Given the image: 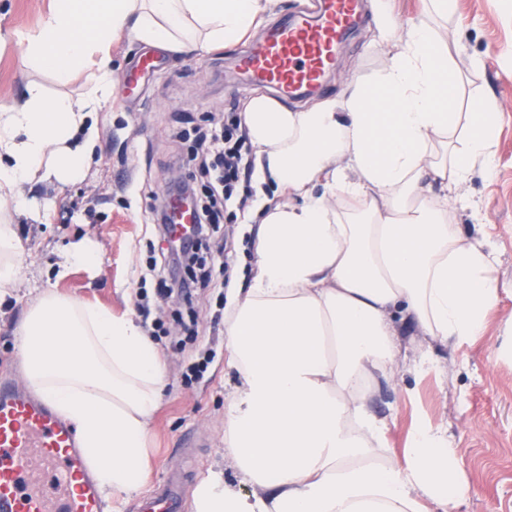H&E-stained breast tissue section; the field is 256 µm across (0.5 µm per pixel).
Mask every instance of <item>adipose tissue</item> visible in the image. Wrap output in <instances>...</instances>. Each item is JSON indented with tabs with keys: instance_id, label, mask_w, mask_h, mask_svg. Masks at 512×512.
<instances>
[{
	"instance_id": "adipose-tissue-1",
	"label": "adipose tissue",
	"mask_w": 512,
	"mask_h": 512,
	"mask_svg": "<svg viewBox=\"0 0 512 512\" xmlns=\"http://www.w3.org/2000/svg\"><path fill=\"white\" fill-rule=\"evenodd\" d=\"M270 0H51L40 25L17 32L30 66L67 85L91 71L79 96H47L29 83L0 104V214L24 207L26 185L69 182L89 169L95 115L112 93L114 38L128 35L193 55L244 36ZM388 64L370 80L295 112L257 95L243 123L259 156L252 282L233 293L224 346L237 382L224 412V445L253 489L242 497L212 473L193 490V512H454L462 493L457 453L421 425L403 458L369 463L386 424L372 415V384L391 381L401 350L396 316L441 344L479 336L499 301L486 241L453 224L443 188L474 167L492 171L500 114L479 102L460 127L448 109L458 86L448 47L423 21L398 29L390 8ZM324 193H317V186ZM20 241L0 223V296L18 284ZM24 380L76 429L102 492L121 501L149 466L151 418L169 370L133 315L47 290L21 327Z\"/></svg>"
}]
</instances>
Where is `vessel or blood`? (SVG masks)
<instances>
[{
	"label": "vessel or blood",
	"mask_w": 512,
	"mask_h": 512,
	"mask_svg": "<svg viewBox=\"0 0 512 512\" xmlns=\"http://www.w3.org/2000/svg\"><path fill=\"white\" fill-rule=\"evenodd\" d=\"M362 19V0H316L312 10L271 22L235 69L286 99L323 89L339 44ZM0 512H104L70 425L48 400L10 381H0Z\"/></svg>",
	"instance_id": "b4317fda"
}]
</instances>
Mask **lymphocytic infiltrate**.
Here are the masks:
<instances>
[{
    "mask_svg": "<svg viewBox=\"0 0 512 512\" xmlns=\"http://www.w3.org/2000/svg\"><path fill=\"white\" fill-rule=\"evenodd\" d=\"M196 149L190 157L200 179L176 184L159 203L151 205L152 221L160 238L169 236V211L173 200L190 198L196 212L194 236L181 250L166 249L152 258L148 270L160 273L169 281L168 291L183 300H191L197 288L209 286V278H197L193 271L202 266L200 254L219 222L221 210L244 208L241 196L243 179L253 173L252 146L242 119L230 114L223 126L194 128Z\"/></svg>",
    "mask_w": 512,
    "mask_h": 512,
    "instance_id": "1",
    "label": "lymphocytic infiltrate"
}]
</instances>
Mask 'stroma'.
Masks as SVG:
<instances>
[{
	"label": "stroma",
	"instance_id": "1",
	"mask_svg": "<svg viewBox=\"0 0 512 512\" xmlns=\"http://www.w3.org/2000/svg\"><path fill=\"white\" fill-rule=\"evenodd\" d=\"M49 3L0 0V33L35 29ZM377 24V12L365 9L361 28L340 46L334 76L321 91L287 101V108L336 96L348 81L368 80L382 70L391 48L380 40ZM434 26L455 61L459 92L450 109L459 113L461 125L469 124L475 102L484 97H492L500 111L494 170H473L459 191L475 210L456 215L468 238L492 243L496 262L488 276L500 289V301L481 336L460 345L428 343L414 321H398L407 358L392 381L376 383L368 395L371 412L386 422L371 458L402 456L414 429L431 424L457 451L466 488L456 512H512V349L505 343L512 326V0H456L455 12ZM241 48L238 42L221 44L192 57L161 51L159 70L131 86L127 78L149 47L126 35L113 40L114 86L98 112L93 165L78 180L28 187L24 213L12 217L21 244L20 286L0 298V377L21 379V324L32 300L48 289L116 314L137 312L139 302L147 301L152 318L167 329L154 339L171 373L150 424L149 474L120 503V512H139L141 498L173 471L189 491L208 472L220 471L242 495L252 493L224 447V408L236 377L227 366L219 296L249 287L258 222L221 220L212 242L230 247L233 272L215 264L211 287L197 291L191 303H172L156 280L139 282L159 246L150 222L152 199L194 172L186 164L193 142L178 139V132L215 125L243 111L254 94L234 77ZM32 80L47 95L60 90L50 74L27 66L19 45L0 49V102L22 97ZM79 240L92 244L97 264L60 270L61 253ZM422 347L436 359L425 373L413 366ZM209 349L216 356L203 377L186 381L187 367Z\"/></svg>",
	"mask_w": 512,
	"mask_h": 512
}]
</instances>
